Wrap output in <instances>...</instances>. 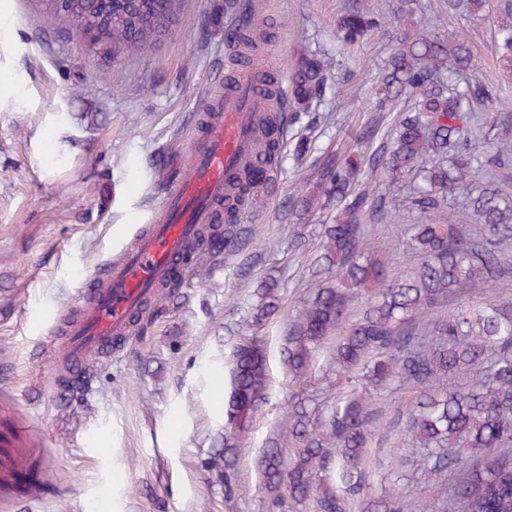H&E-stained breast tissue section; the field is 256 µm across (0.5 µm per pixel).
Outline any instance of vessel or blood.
Masks as SVG:
<instances>
[{
    "label": "vessel or blood",
    "mask_w": 512,
    "mask_h": 512,
    "mask_svg": "<svg viewBox=\"0 0 512 512\" xmlns=\"http://www.w3.org/2000/svg\"><path fill=\"white\" fill-rule=\"evenodd\" d=\"M265 74L264 67L245 63L235 85L207 103L204 135L167 186L152 224L97 273L94 300L63 330L62 349L71 361L73 382H83L89 357L111 352L115 333L128 327L160 283L186 274L185 243L198 225L213 220L226 187L241 175L252 153Z\"/></svg>",
    "instance_id": "b4317fda"
}]
</instances>
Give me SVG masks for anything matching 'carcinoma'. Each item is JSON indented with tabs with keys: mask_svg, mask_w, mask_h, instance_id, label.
<instances>
[{
	"mask_svg": "<svg viewBox=\"0 0 512 512\" xmlns=\"http://www.w3.org/2000/svg\"><path fill=\"white\" fill-rule=\"evenodd\" d=\"M45 23L74 32L93 31L85 42L97 60L116 62L160 45L163 21L177 23L185 0H70L56 11L38 0ZM251 19L234 32L239 46L256 48L257 24L267 0H242ZM384 22L350 5L340 16L338 41L357 44ZM496 56L512 64V25L498 28ZM333 57L303 55L289 78L288 105L302 112L326 94ZM470 48L425 34L398 49L382 68L377 107L384 110L402 92L417 94L390 143L361 163L344 154L327 156L317 179L293 204L310 215L336 206L334 223L321 225L310 263V290L303 311L288 323L280 355L291 384H306L316 360L331 355L348 390L330 402L332 384L311 393L290 394L281 433L264 443L256 466L258 491L268 512H512V301L493 297V287L512 278V184L500 173L512 169L507 140L474 152L480 128L512 129V113L491 112L492 89L477 77ZM261 121L257 150L245 165L277 168L278 142L266 140ZM411 190L413 224L401 236L416 265L404 277L389 275L382 247L368 224L392 217L387 190L402 183ZM267 189L241 179L224 195V222L203 225L188 247V265L198 283L208 282L204 259L213 241L224 252L245 255L258 232L235 224L237 214L258 203ZM182 283L158 289L145 302V330L180 296ZM275 281L260 282L248 322L260 330L281 308ZM463 297L446 315L437 309ZM366 308L350 320L352 303ZM229 387L224 444L213 449L206 468L224 487V498L247 489L238 465L250 453L248 431L268 399L271 374L259 336L228 339ZM410 388L417 395L407 412L405 437L420 481L448 485V497L412 501L396 482L376 490L362 470L377 417L376 401L386 392ZM288 434L291 447L282 445Z\"/></svg>",
	"mask_w": 512,
	"mask_h": 512,
	"instance_id": "1",
	"label": "carcinoma"
}]
</instances>
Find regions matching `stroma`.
<instances>
[{
    "instance_id": "1",
    "label": "stroma",
    "mask_w": 512,
    "mask_h": 512,
    "mask_svg": "<svg viewBox=\"0 0 512 512\" xmlns=\"http://www.w3.org/2000/svg\"><path fill=\"white\" fill-rule=\"evenodd\" d=\"M227 2L188 0L159 47L104 71L76 35L42 37L36 0H0V512H267L252 456L239 464L246 497L225 501L208 481L205 462L224 433L227 336L246 334L257 283L278 280L282 313L261 333L272 383L270 401L253 421L257 451L280 430L292 386L279 348L287 322L303 308L320 227L336 214H291L296 189L324 153L377 149L399 112L413 107L409 92L396 111L374 104L379 68L401 38L419 36L421 15L397 14L398 0H357L385 14L388 26L340 51L335 33L344 0H269L273 40L260 46L256 61L285 86L300 55L336 54L330 84L356 100V109L328 98L287 126L276 195L239 216L264 227L249 275L236 257L211 265L207 286L184 287L174 307L136 334V356L113 355L91 390L71 401L55 383L56 356L46 349L49 328L81 304V279L132 242L176 164L187 159L191 119L238 55L227 38L235 23ZM419 3L423 15L441 21L431 37L467 44L476 75L497 91L494 111L512 113V71L493 50L501 9L468 15L450 11L448 0ZM307 128L316 142L295 157ZM162 149L168 162L159 169L152 158ZM389 201L396 224L409 223L408 189L392 191ZM396 224L372 231L391 275L402 276L414 260L395 248ZM414 397L405 388L381 402L363 468L376 484L402 473L411 494L443 498L447 489L421 484L403 461Z\"/></svg>"
}]
</instances>
